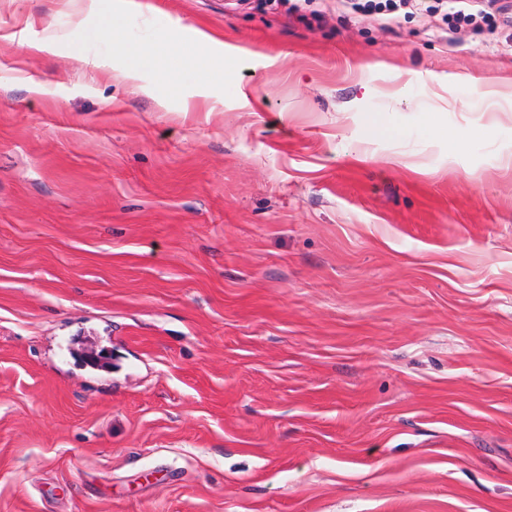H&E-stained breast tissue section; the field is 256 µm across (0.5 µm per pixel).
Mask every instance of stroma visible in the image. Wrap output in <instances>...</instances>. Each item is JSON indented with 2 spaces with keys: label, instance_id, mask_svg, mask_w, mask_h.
I'll return each instance as SVG.
<instances>
[{
  "label": "stroma",
  "instance_id": "1",
  "mask_svg": "<svg viewBox=\"0 0 512 512\" xmlns=\"http://www.w3.org/2000/svg\"><path fill=\"white\" fill-rule=\"evenodd\" d=\"M136 3L0 0V512H512V22ZM85 3V8L97 16L96 35L109 38L118 34L125 14L135 5L133 0H110L103 9L99 0H85ZM195 43L209 48L212 53L206 57L187 58L184 61L185 72L197 78L203 74L211 80L220 79L224 76V49L233 56H237L243 50L237 46L224 44V41L212 33L197 30L194 39ZM124 53L128 60L127 67L121 72L124 80H134L144 68H151L156 74L155 84L150 93L158 102H163L169 91V81L165 64L172 55L171 45L159 42L154 45L133 44L124 46Z\"/></svg>",
  "mask_w": 512,
  "mask_h": 512
}]
</instances>
